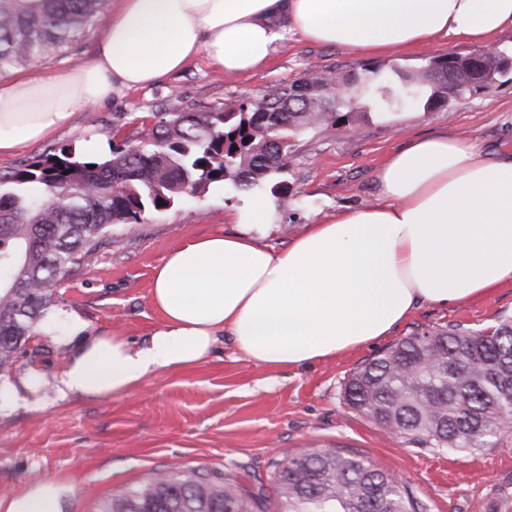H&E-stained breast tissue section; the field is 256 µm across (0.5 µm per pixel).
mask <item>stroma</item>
I'll return each instance as SVG.
<instances>
[{
	"label": "stroma",
	"mask_w": 512,
	"mask_h": 512,
	"mask_svg": "<svg viewBox=\"0 0 512 512\" xmlns=\"http://www.w3.org/2000/svg\"><path fill=\"white\" fill-rule=\"evenodd\" d=\"M423 58L420 51L360 56L294 33L266 68L249 76L224 75L200 57L147 87L78 112L71 126L1 158L0 170L71 143L85 147L93 137L113 140L118 130L155 112L234 107L312 67L360 74L396 65L411 72ZM439 131L473 137L484 156L512 157V71L492 90L463 93L431 111L419 104L370 110L355 113L348 128L296 133L282 176L292 203L275 223L256 227V235L284 248L336 212L381 203L378 172L388 155L413 137ZM246 202L212 186L201 197L150 213L144 223L114 225L111 241L62 283L51 313H77L91 336L143 343L160 322L149 300L155 268L189 238L240 232L234 214ZM511 315L512 283L445 308L424 303L389 336L298 368L256 364L222 336L198 365L159 372L136 391L106 400L60 397L55 380L76 344L63 335L36 337L42 354L20 359L11 377L19 385L38 370L45 383L28 403L0 411V497L38 478H59L73 487L64 512H95L98 500L167 470L213 477L244 472L248 484H263L270 496L275 465L285 455L337 447L362 452L426 512H512V450L463 455L402 442L345 406L342 387L351 370L417 329L477 328Z\"/></svg>",
	"instance_id": "35a3bbf8"
}]
</instances>
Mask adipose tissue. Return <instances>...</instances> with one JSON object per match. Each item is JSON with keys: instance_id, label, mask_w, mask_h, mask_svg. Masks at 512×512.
<instances>
[{"instance_id": "1", "label": "adipose tissue", "mask_w": 512, "mask_h": 512, "mask_svg": "<svg viewBox=\"0 0 512 512\" xmlns=\"http://www.w3.org/2000/svg\"><path fill=\"white\" fill-rule=\"evenodd\" d=\"M509 25L512 0H118L90 62L0 82V157L200 55L226 74L255 73L288 30L379 56L452 38L484 44ZM378 178L383 204L308 225L284 249L243 232L171 251L154 270L161 323L144 345L87 336L68 315L80 344L58 393L128 394L159 371L201 363L221 334L261 365L327 360L389 335L419 304H458L512 282V159L436 132L394 151ZM72 492L62 479L33 481L1 498L0 512H63Z\"/></svg>"}]
</instances>
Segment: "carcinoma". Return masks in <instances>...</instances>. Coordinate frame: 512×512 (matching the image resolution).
I'll return each mask as SVG.
<instances>
[{
	"label": "carcinoma",
	"instance_id": "obj_1",
	"mask_svg": "<svg viewBox=\"0 0 512 512\" xmlns=\"http://www.w3.org/2000/svg\"><path fill=\"white\" fill-rule=\"evenodd\" d=\"M107 0H0V74L67 54L98 28ZM426 59L415 72L311 68L234 108L153 114L96 160L73 147L0 172V374L31 346L33 328L115 224H140L212 185L246 195L265 184L290 203L277 180L292 159L289 138L319 126H350L357 105L390 109L416 93L435 109L467 91H488L505 74L489 66ZM133 143L128 147L127 143ZM346 405L405 442L471 454L512 447V318L481 328L416 331L362 363L344 382ZM169 470L98 501L96 512H266L263 488ZM280 512H424L408 489L362 454L316 449L275 471Z\"/></svg>",
	"mask_w": 512,
	"mask_h": 512
}]
</instances>
